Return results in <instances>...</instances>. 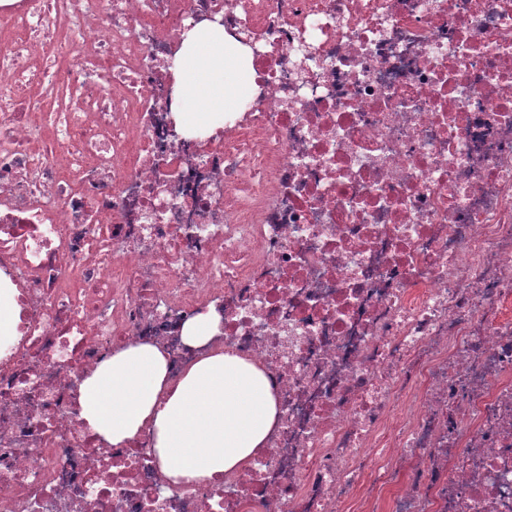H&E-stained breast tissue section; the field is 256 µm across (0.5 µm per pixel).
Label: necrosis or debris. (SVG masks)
<instances>
[{"label":"necrosis or debris","mask_w":512,"mask_h":512,"mask_svg":"<svg viewBox=\"0 0 512 512\" xmlns=\"http://www.w3.org/2000/svg\"><path fill=\"white\" fill-rule=\"evenodd\" d=\"M193 23L254 72L199 136ZM2 276L0 512H512V0H0ZM137 344L260 370L267 442L198 483L101 440ZM14 289L7 283L0 281V344L7 341L11 332V323L14 317L12 307ZM218 330V318L214 315L201 314L185 324L183 338L191 345L206 343Z\"/></svg>","instance_id":"4bbe7bcc"}]
</instances>
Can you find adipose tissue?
I'll list each match as a JSON object with an SVG mask.
<instances>
[{
	"mask_svg": "<svg viewBox=\"0 0 512 512\" xmlns=\"http://www.w3.org/2000/svg\"><path fill=\"white\" fill-rule=\"evenodd\" d=\"M174 71L193 129L212 128L248 93L243 52L225 41L219 27L190 31ZM79 403L81 418L112 445L152 426L164 473L188 481L209 480L246 462L269 438L277 413L253 367L219 354L200 360L173 384L165 356L150 345L124 348L88 375Z\"/></svg>",
	"mask_w": 512,
	"mask_h": 512,
	"instance_id": "ef3b65f1",
	"label": "adipose tissue"
}]
</instances>
